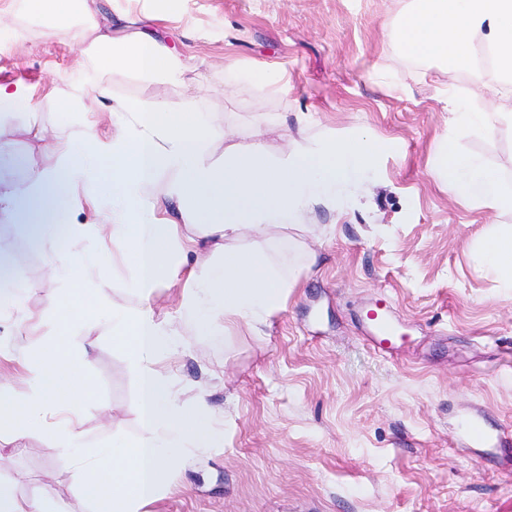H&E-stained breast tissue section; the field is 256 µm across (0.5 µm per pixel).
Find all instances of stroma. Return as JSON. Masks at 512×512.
<instances>
[{
    "label": "stroma",
    "mask_w": 512,
    "mask_h": 512,
    "mask_svg": "<svg viewBox=\"0 0 512 512\" xmlns=\"http://www.w3.org/2000/svg\"><path fill=\"white\" fill-rule=\"evenodd\" d=\"M410 2L98 0L101 26L125 13L184 66L178 84L111 74L115 95L190 96L242 137L268 113L296 135L365 130L392 143L368 189L337 210L316 208L282 242L298 279L263 335L182 328L161 364L182 401L204 395L221 434L186 449L142 512H512V288L473 251L512 227V210L451 195L428 172L449 133L438 94L467 93L471 78L405 59L389 42L387 26ZM30 38L21 54L0 35V83H66L70 35L36 27ZM227 58L275 71L287 96L228 90ZM459 146L512 186V125L491 140L466 133ZM0 249L24 255L25 308L41 312L50 290L40 248L6 226ZM382 300L404 338L388 355L373 346ZM74 344L94 349L100 406L83 416L87 434L134 438L139 385L125 353L101 327ZM466 418L504 445L472 441ZM1 480L24 498L80 496L71 460L42 428L19 443L0 436Z\"/></svg>",
    "instance_id": "35a3bbf8"
}]
</instances>
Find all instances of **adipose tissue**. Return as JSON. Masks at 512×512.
Returning <instances> with one entry per match:
<instances>
[{"instance_id": "1", "label": "adipose tissue", "mask_w": 512, "mask_h": 512, "mask_svg": "<svg viewBox=\"0 0 512 512\" xmlns=\"http://www.w3.org/2000/svg\"><path fill=\"white\" fill-rule=\"evenodd\" d=\"M28 21L70 33L76 69L68 89H45L67 119L64 127L40 122L34 88L0 83V154L34 139L46 156L59 159L55 165L28 162L25 183L0 186V223L23 228L40 244L51 283L67 293L40 315L27 313L22 260L0 254V324L41 338L18 360L24 388L0 383V429L9 428L16 440L32 428L47 429L75 464L83 486L80 512H140L161 492L184 449L218 434L205 403L179 402L158 366L175 348L180 325L244 326L261 335L296 280L294 268L273 257L270 243L301 228L316 207L335 209L350 188L366 186L391 143L365 132L343 139L287 135L275 155L264 139L273 125L265 115L250 142L230 143L223 117L197 111L192 100L142 105L112 94L105 81L110 74H162L175 82L182 64L148 33L103 30L96 0H11L0 13V34H12L22 53L30 45ZM223 69L230 88L286 90L269 69L234 60L224 61ZM87 93L100 111L70 122L75 100ZM19 113L28 121L13 124ZM221 142L226 148L219 156ZM87 210L95 219L81 222ZM478 253L512 286V232L488 235ZM119 275L136 305L110 303L106 290ZM165 281L178 283L181 294L176 316L161 320L150 298ZM91 322L111 327L113 344L139 380L140 432L120 445L91 440L82 427L97 388L89 352L74 355L71 341Z\"/></svg>"}]
</instances>
